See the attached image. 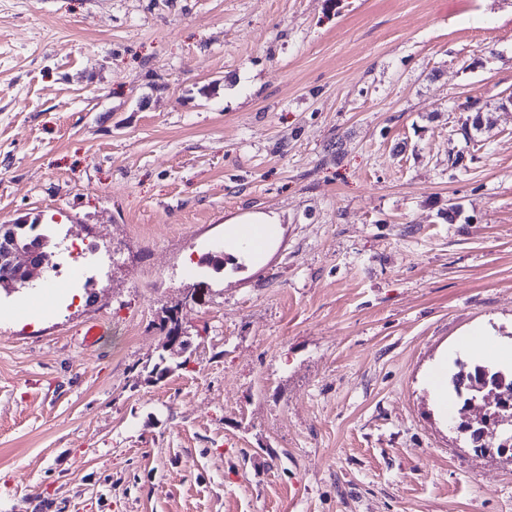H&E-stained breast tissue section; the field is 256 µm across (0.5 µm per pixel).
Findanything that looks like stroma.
<instances>
[{"instance_id":"35a3bbf8","label":"stroma","mask_w":512,"mask_h":512,"mask_svg":"<svg viewBox=\"0 0 512 512\" xmlns=\"http://www.w3.org/2000/svg\"><path fill=\"white\" fill-rule=\"evenodd\" d=\"M510 95L512 0H0V224L64 270L0 293V512H512L429 385L512 344ZM225 224H229L224 237L227 240L228 248L236 249L243 245L249 253L258 258L265 250L269 240L275 235L276 228L273 224H279V219L272 213L256 212L236 220L226 221ZM244 225H251L258 229L264 239V244L266 243L262 252L259 253L261 249H254L251 242L243 235Z\"/></svg>"}]
</instances>
